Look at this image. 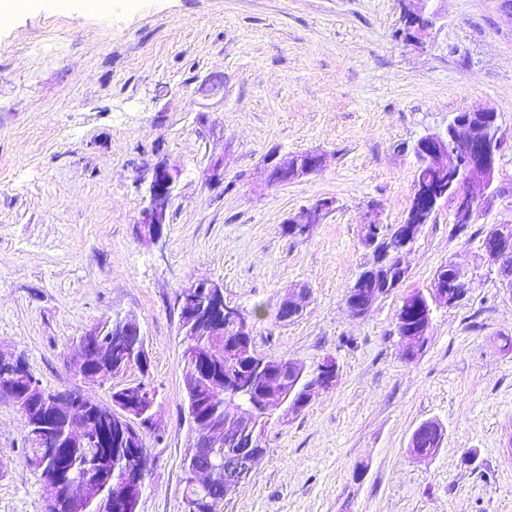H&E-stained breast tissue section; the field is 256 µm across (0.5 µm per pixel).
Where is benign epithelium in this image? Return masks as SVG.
<instances>
[{
	"mask_svg": "<svg viewBox=\"0 0 512 512\" xmlns=\"http://www.w3.org/2000/svg\"><path fill=\"white\" fill-rule=\"evenodd\" d=\"M512 142V137L503 131L497 122V114L487 105L477 104L456 115L443 132L427 133L414 145L420 158L433 164L448 175L449 196L460 219L468 222L477 210L488 208L491 196L488 190L494 185L499 174V162L504 150ZM323 164L321 155L312 152L287 154L283 157L272 153L266 161L268 181L278 184L280 171L288 169V180L308 176ZM180 177V170L161 160L152 168L147 204L141 209V218L136 225L139 239L153 243L163 237L165 224L168 223V211L173 199V191ZM439 205V198L431 195L425 188L414 186L411 210L428 214ZM332 207L329 200H314L288 219L289 228L302 235L314 224L323 223ZM378 205L369 206L364 221V237L377 242L378 224L374 214ZM483 249L488 261L498 267L500 284L503 291L512 297V225L498 224L487 236ZM452 275L448 283H441L429 292V300L421 302L419 309V335L406 336L404 340L410 346H417L421 337L426 335L431 322L432 304H451L464 296L469 288L470 279L459 266L452 265ZM224 285L213 280H199L181 288L176 295V308L184 335L192 337L199 326L204 325L217 332L223 330L229 336L243 341L249 339L251 326L247 316L238 308L223 304ZM375 298L364 296L360 299L349 294L344 299L345 309L353 318L368 314ZM110 327L115 339L112 361L101 364L98 373L91 376L83 372L86 359L93 357L92 348L104 327ZM139 353V365L149 364L144 334L138 322L132 318H117L102 325L100 323L86 329L79 337L75 354L66 357L69 369L86 385H101L112 380L122 372L128 363L129 355ZM261 386L275 387L280 384L285 370L277 368L268 360L259 361ZM315 383L307 392L316 394L336 385L339 367L334 358L324 359L314 372ZM251 389L252 409L243 415L240 426L229 429L215 424L207 413L194 410V424L199 427L195 442L189 450L191 471L198 478H206L205 485L212 491L219 485L211 480L212 460L216 455L213 448L215 436L224 437V488L238 486L246 481L260 460L258 450L264 441L260 428V419L267 417L273 406L285 403L284 395L279 393L259 394L258 386L244 382L233 375L202 376L198 389H190V394L205 400L210 394L227 391ZM40 408L27 405L24 397L13 396V402L21 411L32 435L36 436L45 448L46 455H53V449L60 447L62 433H68L69 445L83 448L87 445L98 415L112 417L120 428L137 440L154 429L156 404L152 397L142 390L126 387L114 392L112 401H101L82 389L66 391H40ZM100 468L99 462L92 463L87 477L80 480L64 468H54L44 480L49 492L48 502H53L57 488L67 485L75 491L74 502L88 495L90 480ZM145 477L140 466L134 464L112 484V498L118 500L125 512H137L144 489Z\"/></svg>",
	"mask_w": 512,
	"mask_h": 512,
	"instance_id": "1",
	"label": "benign epithelium"
}]
</instances>
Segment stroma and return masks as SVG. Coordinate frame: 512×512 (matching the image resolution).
Masks as SVG:
<instances>
[{
  "instance_id": "1",
  "label": "stroma",
  "mask_w": 512,
  "mask_h": 512,
  "mask_svg": "<svg viewBox=\"0 0 512 512\" xmlns=\"http://www.w3.org/2000/svg\"><path fill=\"white\" fill-rule=\"evenodd\" d=\"M404 0H117L101 17L57 0L0 27V350L49 390L79 387L64 357L90 326L135 318L158 390L138 512H184L183 460L196 437L184 395L186 339L174 301L199 279L251 319L258 353L339 381L302 411L281 407L268 452L223 512H512V297L483 251L512 224V150L490 211L456 231L444 203L404 262L401 288L354 319L343 300L373 254L369 203L403 223L417 139L490 106L512 134V0H434L432 42L400 34ZM324 163L268 184L271 150ZM181 171L159 243L134 232L148 161ZM222 163L224 179L210 178ZM334 209L302 236L288 219ZM455 263L470 288L434 306L428 343L403 355L404 295ZM304 287L301 316L280 301ZM441 447H409L423 422ZM24 419L0 400V512H44L25 461Z\"/></svg>"
}]
</instances>
